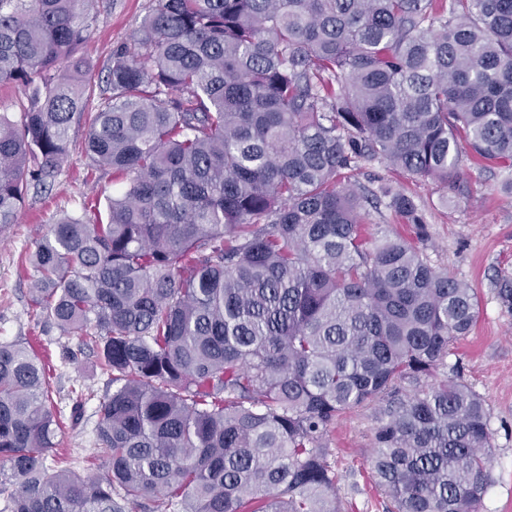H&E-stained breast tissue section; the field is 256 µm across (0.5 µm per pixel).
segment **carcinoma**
<instances>
[{"mask_svg": "<svg viewBox=\"0 0 512 512\" xmlns=\"http://www.w3.org/2000/svg\"><path fill=\"white\" fill-rule=\"evenodd\" d=\"M91 4L0 0V85L28 91L19 120L0 113V232L85 120L91 171L125 186L27 262L35 316L112 385L89 461L105 471L47 464L46 365L1 341L0 512H339L328 437L376 400L371 473L394 512H475L483 401L419 383L478 297L431 266L414 195L352 177L512 167V0H154L102 76L79 54ZM382 197L416 241L369 236Z\"/></svg>", "mask_w": 512, "mask_h": 512, "instance_id": "cac0c4a2", "label": "carcinoma"}]
</instances>
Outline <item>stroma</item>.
Wrapping results in <instances>:
<instances>
[{
  "mask_svg": "<svg viewBox=\"0 0 512 512\" xmlns=\"http://www.w3.org/2000/svg\"><path fill=\"white\" fill-rule=\"evenodd\" d=\"M153 5V0H96L85 52L97 69L106 67L113 50L131 43ZM84 138L83 123H74L69 154L52 190L30 186L15 224L0 234V341L29 343L46 352L55 369L53 397L63 415L71 413L68 392L73 384H83L95 395L65 428L62 452L79 472L95 443L97 400L106 391V379L78 338L62 337L53 325L36 322L29 295L32 272L21 259L61 211L80 208L86 199L104 202L119 190L120 180L108 171L86 180ZM463 167L464 182L448 187L412 180L378 161L363 166L356 180L372 189L386 183L414 192L430 233L426 253L431 265L465 281L478 296L479 317L452 346L440 374L470 387L488 413L491 480L476 512H512V310L498 298L500 289L512 288V189L507 186L512 172L468 161ZM381 408L375 402L347 411L330 436L329 461L339 476L336 497L342 512H385L387 500L370 474Z\"/></svg>",
  "mask_w": 512,
  "mask_h": 512,
  "instance_id": "obj_1",
  "label": "stroma"
}]
</instances>
